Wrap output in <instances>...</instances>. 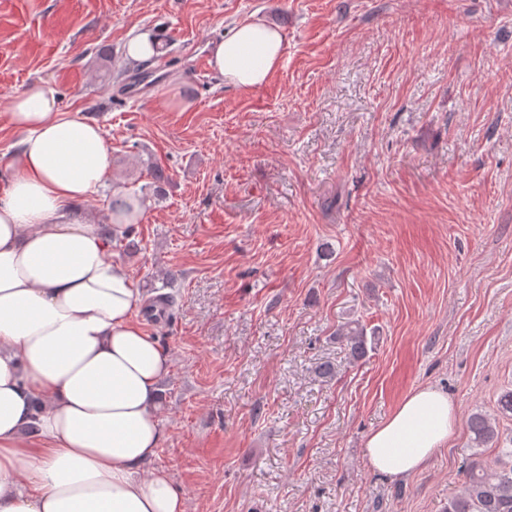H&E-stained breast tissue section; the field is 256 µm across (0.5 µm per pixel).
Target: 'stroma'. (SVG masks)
<instances>
[{"mask_svg": "<svg viewBox=\"0 0 512 512\" xmlns=\"http://www.w3.org/2000/svg\"><path fill=\"white\" fill-rule=\"evenodd\" d=\"M261 19L286 36L266 84L197 74L207 44ZM154 86L130 98L129 39ZM96 120L109 186L167 174L126 262L172 366L167 469L186 512H444L475 448L471 414L512 388V0H0V182L30 84ZM185 108L171 112L159 98ZM378 328L365 361L334 333ZM331 362V381L316 369ZM458 410L426 467L391 479L364 444L410 391ZM158 41L148 33H141L132 37L127 43V55L134 59L144 61L154 55V48Z\"/></svg>", "mask_w": 512, "mask_h": 512, "instance_id": "35a3bbf8", "label": "stroma"}]
</instances>
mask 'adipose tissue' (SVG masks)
Masks as SVG:
<instances>
[{
  "instance_id": "1",
  "label": "adipose tissue",
  "mask_w": 512,
  "mask_h": 512,
  "mask_svg": "<svg viewBox=\"0 0 512 512\" xmlns=\"http://www.w3.org/2000/svg\"><path fill=\"white\" fill-rule=\"evenodd\" d=\"M284 47L281 29L243 20L211 43L209 64L226 85L258 88ZM7 118L22 138L0 190V512H186L169 472L150 466L171 360L112 256L124 227L75 215L111 168L103 128L61 111L39 82ZM456 425L446 392L412 390L368 436V464L391 478L414 473Z\"/></svg>"
}]
</instances>
